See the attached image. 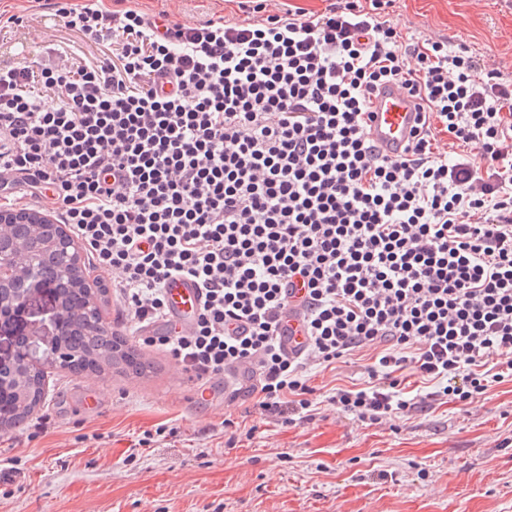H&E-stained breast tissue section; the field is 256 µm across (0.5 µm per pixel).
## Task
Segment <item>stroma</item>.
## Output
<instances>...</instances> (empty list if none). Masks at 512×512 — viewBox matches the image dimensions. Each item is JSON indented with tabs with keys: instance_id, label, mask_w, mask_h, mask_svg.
Returning a JSON list of instances; mask_svg holds the SVG:
<instances>
[{
	"instance_id": "35a3bbf8",
	"label": "stroma",
	"mask_w": 512,
	"mask_h": 512,
	"mask_svg": "<svg viewBox=\"0 0 512 512\" xmlns=\"http://www.w3.org/2000/svg\"><path fill=\"white\" fill-rule=\"evenodd\" d=\"M184 23L206 15L246 18L243 0H139ZM26 25L0 30V63L59 49L79 60L100 54L94 42L63 27L51 0H0V13ZM392 19L411 34L469 47L483 70L512 80V0H394ZM49 297L21 322L0 328V356L15 337L52 328ZM155 370L74 377L47 373L36 419L0 430V512H512V381L476 406L451 401L368 426L329 402L310 422L256 423L254 399L193 398L194 384L164 353L147 350ZM368 357L310 374L318 393L361 382ZM97 397V408L86 406ZM257 425L253 439L226 447L225 418ZM172 429L151 449L144 432Z\"/></svg>"
}]
</instances>
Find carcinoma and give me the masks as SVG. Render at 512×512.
Wrapping results in <instances>:
<instances>
[{"mask_svg":"<svg viewBox=\"0 0 512 512\" xmlns=\"http://www.w3.org/2000/svg\"><path fill=\"white\" fill-rule=\"evenodd\" d=\"M57 228L46 225L39 233L23 242L28 254H46L51 249L52 235ZM56 298L69 310L70 320L58 345L68 354V360L58 362L49 355L37 364L22 359L0 358V428H15L24 424L44 399L46 369L60 367L73 376L87 373L101 374L121 369L140 376L151 366L128 341L112 332L103 322L100 304L106 289L88 288L81 277H64L57 281ZM0 316L7 315L20 302L22 293L17 288H0Z\"/></svg>","mask_w":512,"mask_h":512,"instance_id":"carcinoma-1","label":"carcinoma"}]
</instances>
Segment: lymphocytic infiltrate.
I'll list each match as a JSON object with an SVG mask.
<instances>
[{
    "mask_svg": "<svg viewBox=\"0 0 512 512\" xmlns=\"http://www.w3.org/2000/svg\"><path fill=\"white\" fill-rule=\"evenodd\" d=\"M383 3L254 0L189 26L58 0L109 54L0 68V207L52 200L141 344L200 381L249 366L261 418L312 421L308 371L368 348L362 382L329 395L359 421L473 403L512 381V82L408 40ZM392 81L422 112L398 158L368 137ZM176 276L202 290L196 321L153 331ZM301 294V291L296 289L294 297L291 298V300H293V304L288 308V322L286 324V327L288 328V342L286 344V348L290 352L299 350L305 342L303 325L298 314V300Z\"/></svg>",
    "mask_w": 512,
    "mask_h": 512,
    "instance_id": "obj_1",
    "label": "lymphocytic infiltrate"
}]
</instances>
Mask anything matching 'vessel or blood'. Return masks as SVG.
<instances>
[{
  "label": "vessel or blood",
  "mask_w": 512,
  "mask_h": 512,
  "mask_svg": "<svg viewBox=\"0 0 512 512\" xmlns=\"http://www.w3.org/2000/svg\"><path fill=\"white\" fill-rule=\"evenodd\" d=\"M373 119L369 137L379 150L389 157L404 155L417 118L415 101L398 83L386 84L372 104ZM169 304L168 322L179 329L192 327L199 303L200 290L188 277L170 279L166 284ZM288 351L299 350L304 342V330L297 306L288 310Z\"/></svg>",
  "instance_id": "vessel-or-blood-1"
}]
</instances>
